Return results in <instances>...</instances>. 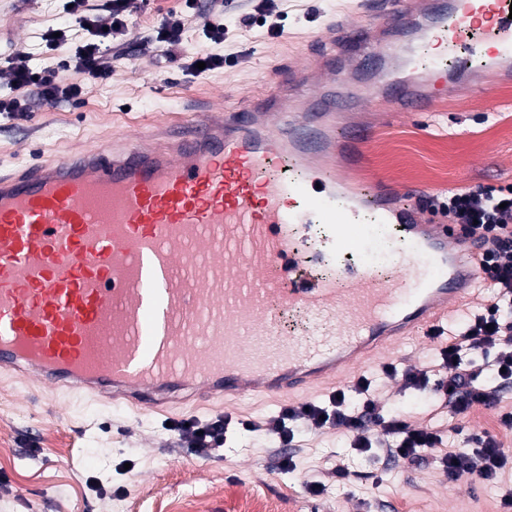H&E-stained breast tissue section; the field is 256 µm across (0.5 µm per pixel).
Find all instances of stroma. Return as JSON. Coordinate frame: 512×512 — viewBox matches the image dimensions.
I'll return each mask as SVG.
<instances>
[{"label":"stroma","mask_w":512,"mask_h":512,"mask_svg":"<svg viewBox=\"0 0 512 512\" xmlns=\"http://www.w3.org/2000/svg\"><path fill=\"white\" fill-rule=\"evenodd\" d=\"M265 0H226L224 40L205 36L197 10L185 0H147L128 19V34L114 48V71L102 82H82L81 101L32 102L29 112L0 117V171L31 162L53 148L106 144L119 133L150 130L160 122L188 121L186 102L220 88L228 107L261 94L273 63L289 66L314 53L331 20L356 15L358 0H275L281 35L262 22ZM186 18L182 50L166 55L154 41L164 17ZM83 36L62 0H0V72L16 49L38 67L57 66L70 44L43 48L49 29ZM202 52L223 55L224 65L196 76L185 69ZM372 127L361 179L378 178L396 191L429 185L512 183V84L489 94L462 93L438 112L365 113ZM279 403L242 399L227 406L184 404L134 414L75 395H41L34 383L0 376V512H172L184 500L194 512H237L242 498L259 496L279 512H499L492 486L448 482L430 466L359 454L339 430L299 432L296 467L274 465L273 439L259 432L228 434L224 447L196 456L191 437L169 430L174 420H209L229 412L257 422ZM346 458L356 476L339 486L331 471ZM321 476L326 489L310 496L306 483Z\"/></svg>","instance_id":"35a3bbf8"}]
</instances>
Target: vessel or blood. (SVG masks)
<instances>
[{"mask_svg": "<svg viewBox=\"0 0 512 512\" xmlns=\"http://www.w3.org/2000/svg\"><path fill=\"white\" fill-rule=\"evenodd\" d=\"M363 13L237 111L208 98L165 145L139 134L0 174V374L139 412L189 387L293 400L474 299L480 236L433 223L431 189L354 184L369 137L342 118L439 111L473 74L422 70L415 50L467 31L483 72L512 75V0H364ZM372 222L399 233L396 284L373 262H339ZM288 307L314 317L315 336L265 344Z\"/></svg>", "mask_w": 512, "mask_h": 512, "instance_id": "obj_1", "label": "vessel or blood"}]
</instances>
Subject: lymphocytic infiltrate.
I'll return each mask as SVG.
<instances>
[{"instance_id": "lymphocytic-infiltrate-1", "label": "lymphocytic infiltrate", "mask_w": 512, "mask_h": 512, "mask_svg": "<svg viewBox=\"0 0 512 512\" xmlns=\"http://www.w3.org/2000/svg\"><path fill=\"white\" fill-rule=\"evenodd\" d=\"M85 33L70 60L74 71L98 81L112 75V58L106 44L126 35L127 17L135 0H107L104 13H97L89 0H68ZM11 81L8 93H0V114L14 116L28 111L31 97L46 102L79 101L83 87L64 82L58 69L35 68L22 51L8 56ZM440 212L464 233H478L484 250L479 261L483 285L492 298L479 310L466 314L458 326L433 329V363L398 370L391 361L381 362L376 375H358L348 385L337 387L327 400L289 404L263 423L230 415L205 422L190 421L188 429L200 453L223 447L233 429L264 430L283 447L276 467L285 471L294 464L288 455L299 426L314 430L337 429L352 437L353 450L379 451L385 458L416 464L433 461L449 480L497 485L503 491L500 506L512 512V452L503 448L490 431L473 427L471 412L478 407L496 413L500 425L512 428V406L502 395L512 386V184L478 186L451 191L440 198ZM401 376L405 387L424 393L437 411L447 413L446 426L412 427L375 394L377 376ZM464 435L466 445L449 447L451 436Z\"/></svg>"}]
</instances>
